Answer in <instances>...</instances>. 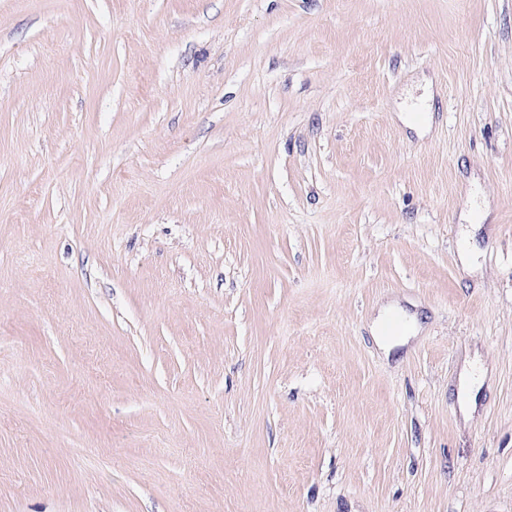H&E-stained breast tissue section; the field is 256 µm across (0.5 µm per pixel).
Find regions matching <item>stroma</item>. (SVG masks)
<instances>
[{
	"instance_id": "stroma-1",
	"label": "stroma",
	"mask_w": 512,
	"mask_h": 512,
	"mask_svg": "<svg viewBox=\"0 0 512 512\" xmlns=\"http://www.w3.org/2000/svg\"><path fill=\"white\" fill-rule=\"evenodd\" d=\"M0 512H512V0H0ZM392 313L400 314L408 323V329L403 336H388L386 333L385 321ZM419 328L420 326L417 319L407 317L405 312L399 306L390 303L379 309L377 316L373 321L371 331L378 345L385 351V353L388 354L391 353L394 348L404 345L407 342V337L411 334H416ZM485 372L477 359L471 361L460 375L458 392L459 409L464 418L468 419L475 411L477 393L484 383Z\"/></svg>"
}]
</instances>
